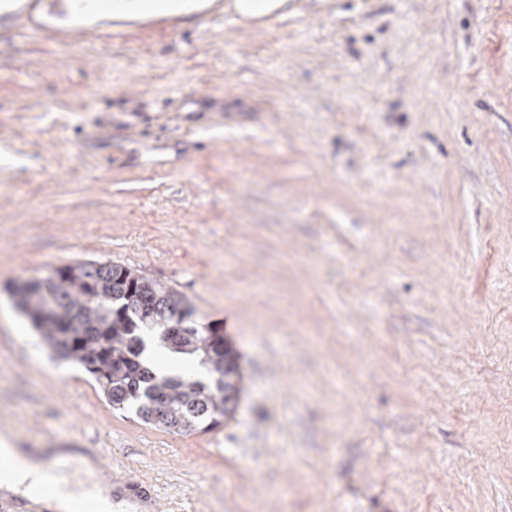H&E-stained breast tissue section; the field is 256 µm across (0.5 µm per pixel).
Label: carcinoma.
<instances>
[{"label": "carcinoma", "instance_id": "1", "mask_svg": "<svg viewBox=\"0 0 512 512\" xmlns=\"http://www.w3.org/2000/svg\"><path fill=\"white\" fill-rule=\"evenodd\" d=\"M11 292L51 357L82 367L113 408L177 433L216 428L232 412L237 371L220 329L193 320L176 290L122 265L81 262ZM148 333L201 364L206 379L150 370Z\"/></svg>", "mask_w": 512, "mask_h": 512}]
</instances>
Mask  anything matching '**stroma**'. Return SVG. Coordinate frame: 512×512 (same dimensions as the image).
Returning <instances> with one entry per match:
<instances>
[{
	"label": "stroma",
	"mask_w": 512,
	"mask_h": 512,
	"mask_svg": "<svg viewBox=\"0 0 512 512\" xmlns=\"http://www.w3.org/2000/svg\"><path fill=\"white\" fill-rule=\"evenodd\" d=\"M112 2L0 8V437L176 512H512V0ZM91 261L221 324L220 426L49 358L9 290ZM286 5V0H227L224 12L239 16L240 20H253L270 16Z\"/></svg>",
	"instance_id": "stroma-1"
}]
</instances>
